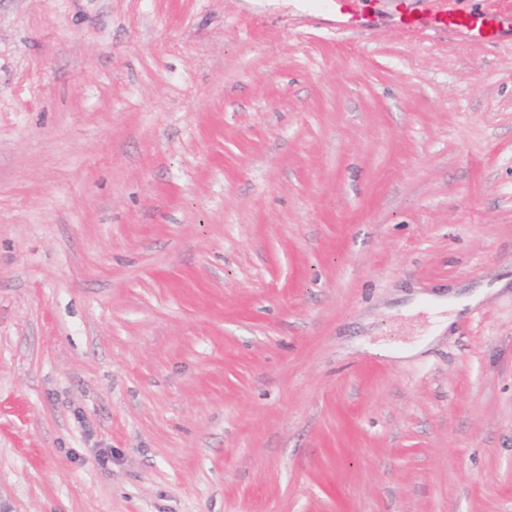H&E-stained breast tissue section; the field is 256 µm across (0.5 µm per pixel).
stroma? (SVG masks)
I'll return each instance as SVG.
<instances>
[{"mask_svg":"<svg viewBox=\"0 0 512 512\" xmlns=\"http://www.w3.org/2000/svg\"><path fill=\"white\" fill-rule=\"evenodd\" d=\"M332 3L0 0V512H512V0ZM398 21L406 29H413L422 25L459 29L469 34L475 41L486 43H493L499 40L506 31L512 30V16H491L481 12L458 15L448 14V11H445L441 15L436 13L428 16L401 14ZM491 289L488 287L477 288L469 293L461 294L456 297L446 298L445 295L427 296V306L434 312L442 313L448 310V317L440 316L436 318V324L432 328L435 333L443 332L446 327L454 321L457 313L461 312L467 306H473L482 300Z\"/></svg>","mask_w":512,"mask_h":512,"instance_id":"1","label":"stroma"}]
</instances>
